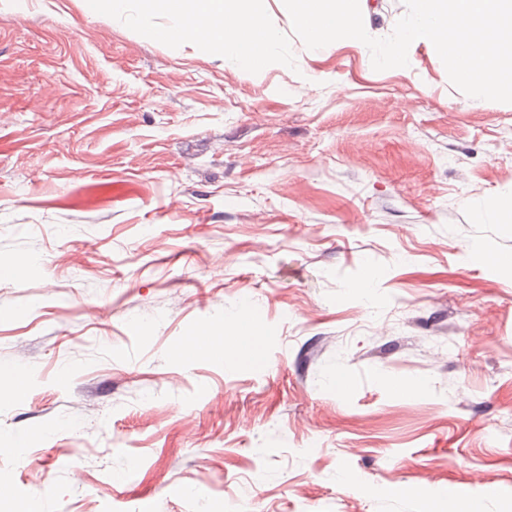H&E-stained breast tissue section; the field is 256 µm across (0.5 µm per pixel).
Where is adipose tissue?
Listing matches in <instances>:
<instances>
[{
  "label": "adipose tissue",
  "mask_w": 512,
  "mask_h": 512,
  "mask_svg": "<svg viewBox=\"0 0 512 512\" xmlns=\"http://www.w3.org/2000/svg\"><path fill=\"white\" fill-rule=\"evenodd\" d=\"M169 24L157 31L165 40L196 41L225 63L257 70L269 66L278 34L262 0H145ZM380 11L375 0H288L289 21L311 48L362 47ZM422 46L447 56L457 76L477 96H512V0H410L398 35L380 45L383 67L404 66L410 48ZM256 328L250 317L209 331L216 347L232 344L258 360Z\"/></svg>",
  "instance_id": "obj_1"
}]
</instances>
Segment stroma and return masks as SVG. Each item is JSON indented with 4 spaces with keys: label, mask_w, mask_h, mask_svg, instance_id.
<instances>
[{
    "label": "stroma",
    "mask_w": 512,
    "mask_h": 512,
    "mask_svg": "<svg viewBox=\"0 0 512 512\" xmlns=\"http://www.w3.org/2000/svg\"><path fill=\"white\" fill-rule=\"evenodd\" d=\"M266 9L244 71L140 0H0V503L512 512V99ZM244 308L260 362L194 339Z\"/></svg>",
    "instance_id": "1"
}]
</instances>
